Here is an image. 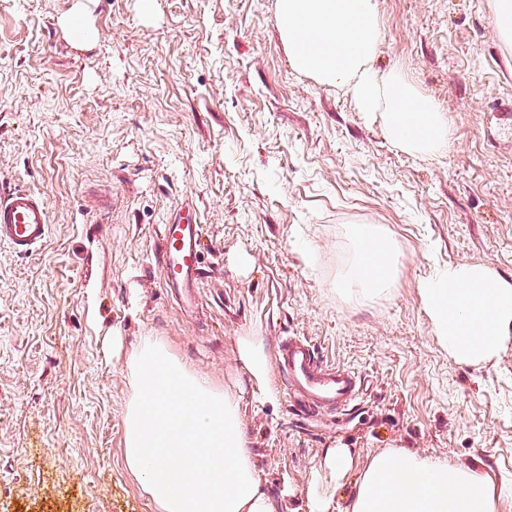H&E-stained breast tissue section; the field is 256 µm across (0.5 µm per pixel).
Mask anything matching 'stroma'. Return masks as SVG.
<instances>
[{
  "instance_id": "stroma-1",
  "label": "stroma",
  "mask_w": 512,
  "mask_h": 512,
  "mask_svg": "<svg viewBox=\"0 0 512 512\" xmlns=\"http://www.w3.org/2000/svg\"><path fill=\"white\" fill-rule=\"evenodd\" d=\"M368 67L431 99L449 146L394 144L345 87L298 72L277 0H0V191L49 207L50 235L0 243V512H153L122 456V370L163 337L233 391L277 512H304L326 449L411 448L479 468L512 512V336L481 366L448 357L420 296L438 269L512 282V42L493 0H377ZM200 207L202 283L167 288L159 230ZM397 253L386 295L342 291L347 230ZM289 335L364 378L353 411L294 415L237 360Z\"/></svg>"
}]
</instances>
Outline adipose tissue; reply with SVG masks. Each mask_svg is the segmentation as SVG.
Here are the masks:
<instances>
[{"mask_svg":"<svg viewBox=\"0 0 512 512\" xmlns=\"http://www.w3.org/2000/svg\"><path fill=\"white\" fill-rule=\"evenodd\" d=\"M345 293L370 300L394 279L395 249L380 227L355 224ZM436 336L457 363L490 362L512 335V283L479 264L438 270L420 288ZM238 359L269 386L272 364L263 342L245 336ZM132 387L124 414L123 458L154 512H275L244 436L240 403L177 358L163 338L144 337L128 355ZM323 479L340 483L357 471L347 512H497L494 479L409 448H389L355 466L348 448L327 449Z\"/></svg>","mask_w":512,"mask_h":512,"instance_id":"1","label":"adipose tissue"}]
</instances>
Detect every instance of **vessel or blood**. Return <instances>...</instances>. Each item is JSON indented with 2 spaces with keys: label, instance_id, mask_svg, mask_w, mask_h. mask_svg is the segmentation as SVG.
<instances>
[{
  "label": "vessel or blood",
  "instance_id": "obj_1",
  "mask_svg": "<svg viewBox=\"0 0 512 512\" xmlns=\"http://www.w3.org/2000/svg\"><path fill=\"white\" fill-rule=\"evenodd\" d=\"M48 234V210L42 199L21 189L0 194L1 243L26 255L41 247ZM161 240L167 285L187 291L198 287L202 226L193 197H184L173 222L162 225ZM279 352L289 400L301 412L338 414L359 399L361 376L325 361L310 338L281 337Z\"/></svg>",
  "mask_w": 512,
  "mask_h": 512
}]
</instances>
